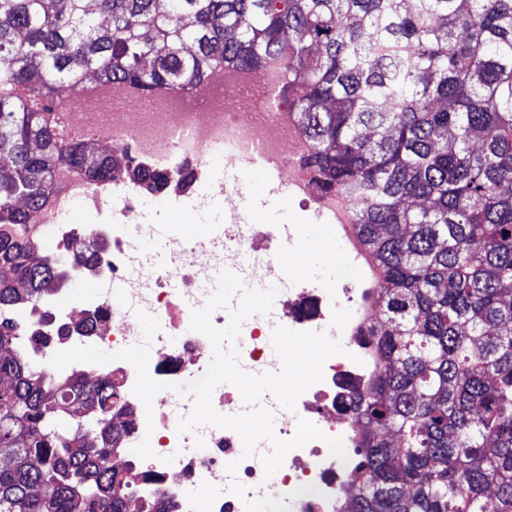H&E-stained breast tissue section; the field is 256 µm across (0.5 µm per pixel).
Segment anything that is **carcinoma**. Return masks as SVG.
I'll use <instances>...</instances> for the list:
<instances>
[{
    "instance_id": "1",
    "label": "carcinoma",
    "mask_w": 512,
    "mask_h": 512,
    "mask_svg": "<svg viewBox=\"0 0 512 512\" xmlns=\"http://www.w3.org/2000/svg\"><path fill=\"white\" fill-rule=\"evenodd\" d=\"M280 62L322 191L358 200L383 309L353 512H512V0H0V224H24L67 163L126 172L65 137L57 99L105 82L199 89ZM0 308L65 264L0 239ZM0 512H126L112 392L0 355Z\"/></svg>"
}]
</instances>
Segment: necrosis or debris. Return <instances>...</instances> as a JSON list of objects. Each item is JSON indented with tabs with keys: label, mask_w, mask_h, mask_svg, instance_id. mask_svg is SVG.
Listing matches in <instances>:
<instances>
[{
	"label": "necrosis or debris",
	"mask_w": 512,
	"mask_h": 512,
	"mask_svg": "<svg viewBox=\"0 0 512 512\" xmlns=\"http://www.w3.org/2000/svg\"><path fill=\"white\" fill-rule=\"evenodd\" d=\"M282 81L283 69L275 65L258 73L219 70L200 92L166 86L147 92L129 83L88 80L64 96L61 115L69 136L119 146L121 156L136 163L162 170L179 156L190 166L201 197L238 192L211 180L215 155L232 167L262 158L287 178L289 200L323 216L342 252L368 263L354 227L357 200L320 191L302 165L311 147L293 108L277 95ZM139 200L137 190L121 178L94 183L62 164L50 202L27 223L0 226V236H23L39 251L62 254L76 242L97 245L96 265L74 269L71 287L45 295L31 309L0 312V319L18 326L17 351L41 367L49 366L55 353L76 346L113 353L141 344L137 311L158 319L148 373L168 388L155 396L152 417L141 414L131 363H72L62 370L66 376L111 380L112 399L124 409L112 418L119 432L113 461L130 462L134 447L145 440L155 452L129 475L127 512H155L159 506L165 512H347L354 463L332 456L325 439L342 438L348 450L360 440L340 402L350 385L365 386L377 368L363 331L375 312L378 283L366 280L355 292L332 279L290 276L277 261L279 243L302 239L307 225L233 220L190 231L179 224H139ZM73 205L91 214L111 213L112 221L56 223L57 211ZM228 267L248 287L278 290L269 313L252 315L241 326L237 346L245 371L259 375L280 369L272 344L279 327L324 332L347 349L325 362L323 380L298 398L294 410H281L272 393L260 397V406L273 414L278 438L294 437L302 418L324 434L290 451L272 480L260 461L271 451L268 442H259L248 457L233 430L204 425L177 431L194 399L169 386L201 377L213 354L209 339L191 329V314L204 306ZM114 290L124 297L121 306L111 303ZM341 307L348 315L340 323L336 311Z\"/></svg>",
	"instance_id": "1"
}]
</instances>
